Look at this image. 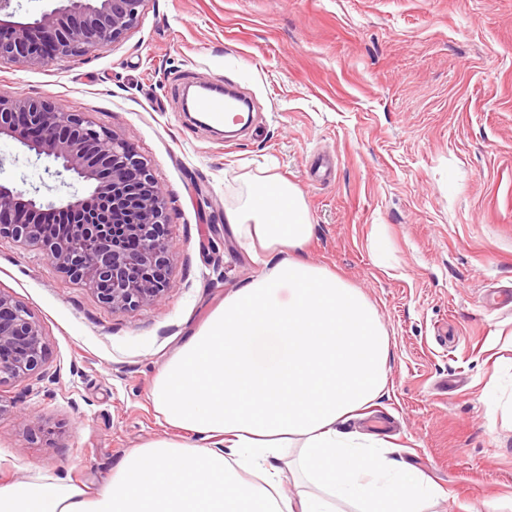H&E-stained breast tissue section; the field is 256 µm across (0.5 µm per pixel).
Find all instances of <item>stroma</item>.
<instances>
[{"label":"stroma","instance_id":"obj_1","mask_svg":"<svg viewBox=\"0 0 512 512\" xmlns=\"http://www.w3.org/2000/svg\"><path fill=\"white\" fill-rule=\"evenodd\" d=\"M251 100L234 138L185 116L187 84ZM0 96L49 100L130 140L167 198L160 303L120 310L35 246L0 239V291L45 358L0 386V485L31 471L90 493L148 440L185 336L259 266L225 212L259 176L300 188L311 261L359 288L391 345L386 395L349 427L389 436L441 489L431 512H512V0H148L96 52L21 70ZM0 138V183L88 191ZM28 415L19 422L17 412Z\"/></svg>","mask_w":512,"mask_h":512}]
</instances>
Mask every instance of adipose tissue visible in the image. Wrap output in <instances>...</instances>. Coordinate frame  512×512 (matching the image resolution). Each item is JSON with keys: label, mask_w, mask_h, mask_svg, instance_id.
I'll return each instance as SVG.
<instances>
[{"label": "adipose tissue", "mask_w": 512, "mask_h": 512, "mask_svg": "<svg viewBox=\"0 0 512 512\" xmlns=\"http://www.w3.org/2000/svg\"><path fill=\"white\" fill-rule=\"evenodd\" d=\"M225 220L263 268L184 339L152 389L193 441L145 442L95 495L39 472L0 485V512H426L437 498L389 442L341 429L383 397L390 341L359 289L308 260L300 189L257 178Z\"/></svg>", "instance_id": "ef3b65f1"}]
</instances>
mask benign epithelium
Listing matches in <instances>:
<instances>
[{
    "mask_svg": "<svg viewBox=\"0 0 512 512\" xmlns=\"http://www.w3.org/2000/svg\"><path fill=\"white\" fill-rule=\"evenodd\" d=\"M12 2L0 0V61L33 69L123 39L147 0H56L26 22L14 20ZM2 135L21 137L29 152L53 160L90 191L57 207L1 183L0 238L42 247L70 279L114 308L161 301L171 253L166 196L129 140L50 101L0 97ZM45 206L65 216L67 236L55 238L33 220ZM44 356L38 322L0 291V384L32 374Z\"/></svg>",
    "mask_w": 512,
    "mask_h": 512,
    "instance_id": "7a95c632",
    "label": "benign epithelium"
}]
</instances>
